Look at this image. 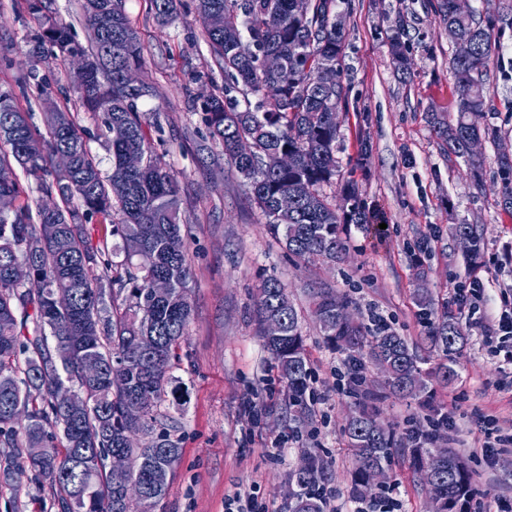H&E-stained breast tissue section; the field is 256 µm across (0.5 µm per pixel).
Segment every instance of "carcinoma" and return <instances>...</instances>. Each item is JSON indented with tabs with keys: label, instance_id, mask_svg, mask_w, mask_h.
<instances>
[{
	"label": "carcinoma",
	"instance_id": "1",
	"mask_svg": "<svg viewBox=\"0 0 512 512\" xmlns=\"http://www.w3.org/2000/svg\"><path fill=\"white\" fill-rule=\"evenodd\" d=\"M148 2L151 15L162 24L180 5V0ZM17 4L41 26L27 45L29 70L18 80L19 88L24 94L35 86L45 112L41 130L32 122L33 113L18 107L12 92L0 90V169L22 170V175L0 181V195L15 201L12 210L0 213V457L12 476L34 472L61 512H69L73 500L83 512H138L133 502L117 495L118 483L103 459L123 447L125 428L150 433L157 406L167 397L178 406L186 403V392L172 376L192 311L180 188L155 150L151 131L161 132L159 124L147 123L138 111V101L151 94L152 85L144 78L137 89L124 83L125 73L144 71L145 62L122 0H83L89 49L52 11L51 0ZM337 9L338 0H310L303 12L297 11L295 0H196L205 41L224 71L222 93L197 97L203 123L263 212L270 233L305 263L343 261L348 253L346 226L367 223L354 184L344 185L338 206L322 193L336 177L339 112L346 108L349 93L344 64L348 33ZM436 13L439 23L454 27L468 41V52L454 51L449 59L456 80L455 119L433 112L430 124L441 148L473 169L479 187L480 160H469V141L479 137L497 142L501 131L488 123L474 124L471 115L483 110L488 61L502 32L512 29V5L478 18L473 11L459 12L455 0H440ZM74 52L88 60L84 85L76 88L77 102L87 112L102 114L101 137L112 158L108 173L91 153L75 113L50 101V85L39 76V66L52 62L64 67ZM270 54L282 61L275 73L263 67ZM389 55L397 72L411 74L401 34L390 40ZM241 138L252 142V155L236 153ZM63 151L74 158L67 170L53 163ZM130 152L146 160L141 169L124 166ZM273 152L288 154V166L268 167L266 157ZM497 165L503 184L500 206L511 213L512 159L500 156ZM284 193L295 196L286 212L277 207ZM93 222L110 226L109 234L122 240L124 273L109 275L114 262L105 247L93 243L88 228ZM451 230L456 237L470 238L468 258L477 260L483 245L479 227L454 224ZM29 258L37 266V278L15 283L9 269ZM156 275L169 279L171 292L155 301L149 288ZM62 290L70 294V308L53 312L50 295ZM416 302L426 332L414 346L387 326L372 331L345 321L338 309L348 308V301L327 288L316 293L314 316L324 338L347 360L366 357L386 363L385 390L415 400L427 390L428 378L445 385L458 378L466 342L452 309L435 311L426 291ZM256 307L259 332L283 383L288 413L304 419L310 412L311 370L298 312L284 284L272 276L261 282ZM270 317L282 322L278 338L265 332ZM83 356L102 363L103 375L95 383L79 374L77 363ZM433 356L435 366L424 370L422 364ZM114 367L125 376L124 384H112ZM67 384L87 393V409L70 413L58 401L57 390ZM141 391L153 395L150 406L138 405ZM347 396L356 406L344 427L356 457L351 492L372 500L376 493L369 469L389 466L403 437L392 428L376 427L385 395L365 387L357 371ZM431 441L427 435L411 448L416 469L436 473L435 493L443 512H468L474 493L470 472L453 449L436 453L428 447ZM26 448L44 452L29 461ZM126 452L133 466L123 480L149 488L154 471L168 464V458H178L180 448L163 433ZM323 469L320 459L311 456L307 470L293 474L290 512H324L318 491Z\"/></svg>",
	"mask_w": 512,
	"mask_h": 512
}]
</instances>
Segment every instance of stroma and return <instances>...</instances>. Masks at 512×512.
<instances>
[{"mask_svg":"<svg viewBox=\"0 0 512 512\" xmlns=\"http://www.w3.org/2000/svg\"><path fill=\"white\" fill-rule=\"evenodd\" d=\"M438 0H341L349 32L344 62L350 75L348 105L340 112L342 138L335 185L356 184L371 221L348 227L347 259L333 267L310 265L289 255L270 234L266 220L220 145L197 147L206 128L191 94L224 87V72L204 40L194 0H181L177 16L158 26L147 0L124 8L143 46L155 94L140 111L160 110L163 140L156 148L176 176L191 269L192 315L173 374L188 391L184 410L161 404L157 431L177 441L181 453L165 497L155 512H224L225 497L256 491L268 512H289L292 474L309 456L325 468L320 486L334 494L336 512H354L350 493L355 466L344 433L351 412L342 390L349 365L329 345L312 316L320 288L348 298L349 313L364 326L381 322L409 342L424 326L416 296L428 290L435 308L453 304L471 279L485 282L475 312L461 311L467 344L459 378L431 382L421 406L388 398L380 421L399 433L429 431L445 413L455 426L448 445L472 472L470 512L512 507V453L488 457L474 446L478 420L490 417L512 430V365L483 338V327L505 308L502 290L512 267L498 260L512 254V214L500 206L499 146L484 141L481 187H474L462 159L440 149L429 123L431 110L453 112L455 77L448 33L438 22ZM404 23L413 60L411 78L393 72L388 39ZM0 88L13 89L24 72L22 48L39 33L37 23L0 0ZM482 123L497 126L512 142V31L505 32L487 69ZM478 225L484 249L471 264L450 227ZM277 277L301 314L312 371L314 401L303 422L290 420L285 396L255 321L256 290ZM401 512H429L431 501L407 449H397L380 491ZM0 512H59L31 474L17 487L0 486Z\"/></svg>","mask_w":512,"mask_h":512,"instance_id":"obj_1","label":"stroma"}]
</instances>
